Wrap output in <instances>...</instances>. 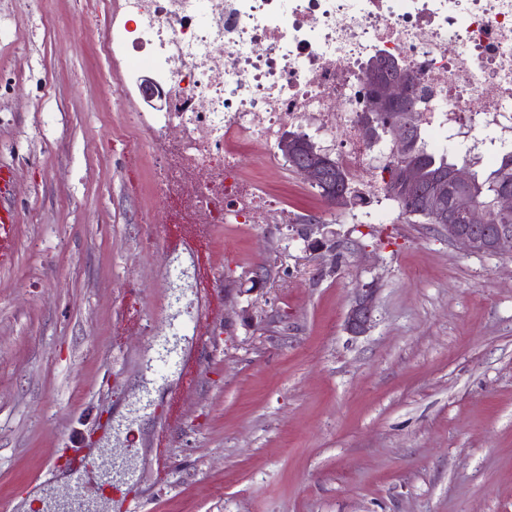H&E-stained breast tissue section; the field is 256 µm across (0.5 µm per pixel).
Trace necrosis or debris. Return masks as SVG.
<instances>
[{
	"label": "necrosis or debris",
	"mask_w": 512,
	"mask_h": 512,
	"mask_svg": "<svg viewBox=\"0 0 512 512\" xmlns=\"http://www.w3.org/2000/svg\"><path fill=\"white\" fill-rule=\"evenodd\" d=\"M95 49L124 124L143 133L150 178L170 223H292L287 203L244 170L251 147L280 171L284 127L338 141L335 160L362 205L383 192L364 136L368 64L417 77L421 120L471 153L512 151V0H88ZM38 0L0 15V42L47 27ZM149 72L167 108L145 112Z\"/></svg>",
	"instance_id": "4bbe7bcc"
}]
</instances>
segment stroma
<instances>
[{
	"label": "stroma",
	"instance_id": "stroma-1",
	"mask_svg": "<svg viewBox=\"0 0 512 512\" xmlns=\"http://www.w3.org/2000/svg\"><path fill=\"white\" fill-rule=\"evenodd\" d=\"M40 8L51 25L0 59L18 213L0 269V512L73 487L66 458L84 447L126 462L140 512H512V258L387 198L328 213L250 152L243 167L328 225L342 258L284 224L221 225L199 253L151 183L128 185L139 134L113 110L85 0ZM372 282L374 326L351 336ZM166 349L194 352L202 377L160 363ZM377 296V288L364 286L357 288L354 298L348 308L345 326L354 336L368 333L372 327V312Z\"/></svg>",
	"mask_w": 512,
	"mask_h": 512
}]
</instances>
